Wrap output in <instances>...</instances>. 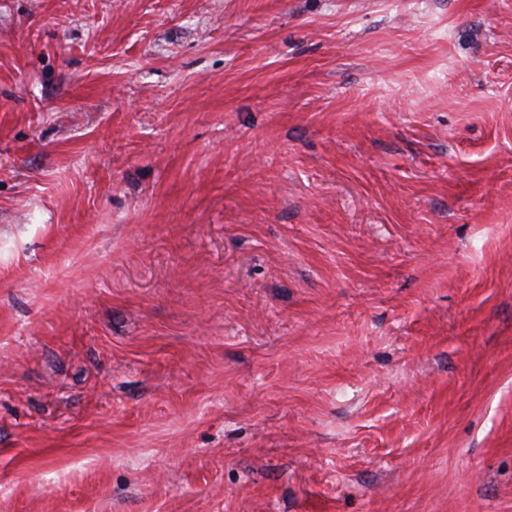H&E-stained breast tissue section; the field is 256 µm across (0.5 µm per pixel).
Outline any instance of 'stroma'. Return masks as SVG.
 I'll return each instance as SVG.
<instances>
[{
	"mask_svg": "<svg viewBox=\"0 0 512 512\" xmlns=\"http://www.w3.org/2000/svg\"><path fill=\"white\" fill-rule=\"evenodd\" d=\"M0 512H512V0H0Z\"/></svg>",
	"mask_w": 512,
	"mask_h": 512,
	"instance_id": "obj_1",
	"label": "stroma"
}]
</instances>
